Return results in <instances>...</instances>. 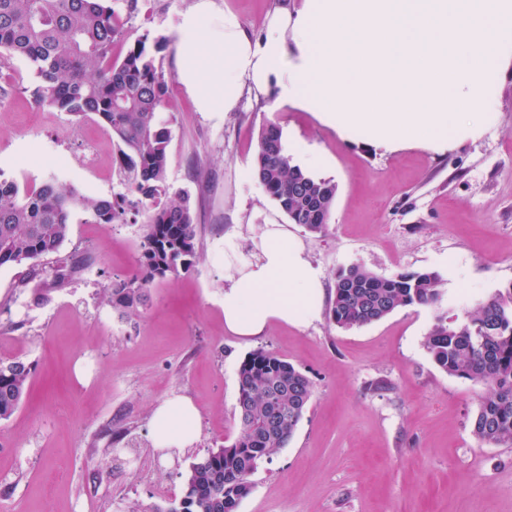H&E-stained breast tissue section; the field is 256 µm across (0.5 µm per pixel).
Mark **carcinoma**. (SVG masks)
Returning <instances> with one entry per match:
<instances>
[{"mask_svg":"<svg viewBox=\"0 0 512 512\" xmlns=\"http://www.w3.org/2000/svg\"><path fill=\"white\" fill-rule=\"evenodd\" d=\"M0 0V60L21 58L34 74L31 98L81 119L93 116L114 140L124 165L125 192L108 199L77 197L55 181L21 189L0 181V267L23 265L57 253L70 234L79 206L91 224L142 219L146 232L138 272L112 281L104 301L128 318L147 300L155 282L177 278L197 260L194 213L187 194L167 186L170 129L159 122L168 80L156 53L165 40L145 34L124 55L114 56L128 15L139 0ZM254 172L292 224L311 233L326 229L336 201L334 181L316 178L293 163L281 132L262 128ZM57 273L35 289L39 298L59 289ZM435 271L386 277L363 265L336 275L329 318L351 329L379 322L408 306L439 307ZM424 347L442 371L485 386L469 423L480 442L512 446V286L480 301L461 316H435ZM33 374L31 364L0 360V421L19 409ZM236 438L210 449L184 475L185 493L153 512H236L252 490L258 465L292 439L312 396L310 379L273 352L249 353L237 370Z\"/></svg>","mask_w":512,"mask_h":512,"instance_id":"obj_1","label":"carcinoma"}]
</instances>
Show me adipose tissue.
Wrapping results in <instances>:
<instances>
[{
    "instance_id": "1",
    "label": "adipose tissue",
    "mask_w": 512,
    "mask_h": 512,
    "mask_svg": "<svg viewBox=\"0 0 512 512\" xmlns=\"http://www.w3.org/2000/svg\"><path fill=\"white\" fill-rule=\"evenodd\" d=\"M199 34L192 19L175 32L181 79L202 111H236L249 87L269 108L313 113L340 139L362 133L387 152H444L481 137L512 68V0H305L276 7L256 40L229 13L219 51L203 49ZM253 245L226 275L225 328L251 338L275 321L318 318L325 275L303 245L280 224L264 225ZM152 424L155 447L186 448L198 410L170 397Z\"/></svg>"
}]
</instances>
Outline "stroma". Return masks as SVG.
I'll use <instances>...</instances> for the list:
<instances>
[{"label": "stroma", "instance_id": "obj_1", "mask_svg": "<svg viewBox=\"0 0 512 512\" xmlns=\"http://www.w3.org/2000/svg\"><path fill=\"white\" fill-rule=\"evenodd\" d=\"M278 2L139 0L114 52L145 35L165 40L156 58L168 79L159 114L172 131L168 186L190 198L198 259L189 273L155 283L149 304L127 320L102 292L136 272L143 224H88L74 209L58 258L75 270L42 300L31 294L28 267L0 268V359L35 366L20 408L0 421V512H147L180 498L189 465L234 440L238 366L259 348L305 373L313 395L237 512H512V446L470 431L483 385L442 372L423 345L436 312L463 314L512 286V69L498 83L495 124L440 153L346 142L312 113L267 111L249 93L239 111H200L180 81L172 28L194 15L216 40L229 12L257 37ZM31 81L22 60L0 67V181L53 180L111 197L110 134L93 118L36 106L25 91ZM269 124L302 155L328 159L313 172L338 186L325 232L289 223L257 177L243 176ZM87 140L99 143L92 169L79 162ZM266 224L287 225L330 286L356 264L382 276L436 271L441 306L403 307L352 329L323 313L235 336L220 306L224 275ZM175 395L193 399L200 432L169 456L152 445L151 417Z\"/></svg>", "mask_w": 512, "mask_h": 512}]
</instances>
